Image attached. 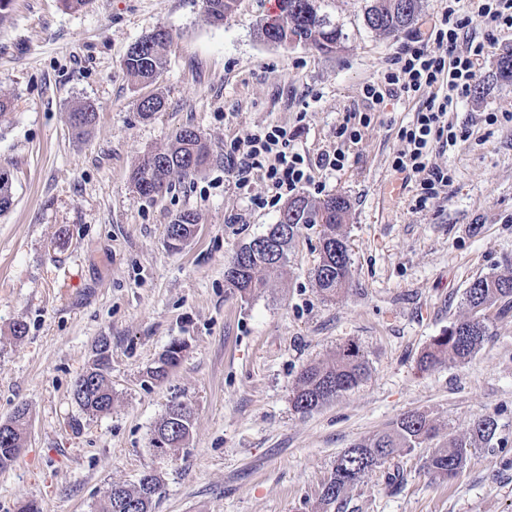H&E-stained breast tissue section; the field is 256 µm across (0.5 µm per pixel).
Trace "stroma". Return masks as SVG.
<instances>
[{"instance_id": "1", "label": "stroma", "mask_w": 512, "mask_h": 512, "mask_svg": "<svg viewBox=\"0 0 512 512\" xmlns=\"http://www.w3.org/2000/svg\"><path fill=\"white\" fill-rule=\"evenodd\" d=\"M271 0H237L223 24L203 0H12L0 19V168L10 170L14 203L0 214V422L29 412L26 443L0 469V512H95L112 485L161 478L155 512H512V312L490 308V339L468 361L420 371L432 340L468 314L465 292L512 260V86L496 79L497 56L512 29L485 43L474 91L448 108L466 141L432 160L450 182L420 207L419 179L392 166L408 125L433 89L376 106L364 85L391 69L404 43L447 9L475 0H421L412 24L386 36L370 30V0H322L343 34L341 50L264 42L258 26ZM170 31L166 66L149 85L124 68L135 41ZM163 97L145 118L140 101ZM93 103L89 133L70 127L72 109ZM372 117L355 142L336 128ZM281 125L309 157L342 149V170L303 185L314 200L346 196L344 226L352 279L325 299L312 274L319 225L301 227L288 275L244 299L224 279L233 253L276 223L280 208L251 207L267 196L259 176L247 187L224 173V152L252 129ZM196 130L211 159L153 198L131 174L175 132ZM193 212L199 229L182 250L166 227ZM26 333L15 337V324ZM111 342L112 410L85 414L72 394L100 337ZM181 364L162 383L147 371L172 341ZM357 343L367 378L321 407L297 412L300 371L332 361ZM192 411L189 437L157 454L152 432L172 401ZM421 412L436 428L369 471L344 508L323 505L337 456ZM499 424L492 444L468 457L452 479L434 477L426 458L476 418Z\"/></svg>"}]
</instances>
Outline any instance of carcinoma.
I'll return each mask as SVG.
<instances>
[{"label":"carcinoma","instance_id":"obj_1","mask_svg":"<svg viewBox=\"0 0 512 512\" xmlns=\"http://www.w3.org/2000/svg\"><path fill=\"white\" fill-rule=\"evenodd\" d=\"M236 3L237 0H205L207 19L213 24L222 23L234 11ZM418 9L419 0H372L365 12V24L373 31L395 34L414 20ZM267 29L276 30L284 43L293 37L325 54L340 50L344 40L342 29L322 12L321 0H279L278 15L260 24L259 30ZM153 43V49L135 53L124 62L126 72L137 83L155 81L164 68L168 40L155 37ZM496 78L506 86L512 85V48H506L498 55ZM72 113L84 115V120L71 124V127L79 135L88 133L97 118L96 108L86 103L76 106ZM208 162L209 152L201 136L191 128H184L175 134L165 149L143 157L132 173V181L138 193L148 197L155 190L162 191L172 186L175 177L181 179L197 173ZM298 202L301 206L291 217L288 236L279 242L280 262L271 264L263 251L252 250L237 271L226 274L227 282L241 297L251 296L266 287L262 273H288V249L305 224L321 227L319 242L324 248L314 269V279L320 292L334 299L349 287L351 263L348 240L343 232L350 210L349 200L343 195L319 201L297 196L289 204ZM12 204L11 173L1 168L0 214L8 211ZM196 223L197 217L191 211L176 215L167 226V238L186 243L192 237L191 226ZM501 301L512 303V266L472 281L466 291V303L469 311L481 314V319L470 315L454 323L445 335L434 338L419 358L420 369L427 370L448 358L463 362L472 357L489 340L487 309ZM182 350L181 343H171L147 375L158 382L166 380L170 372L180 365ZM110 361V342L103 336L95 345L92 366L78 377L73 387L74 400L86 413L98 415L105 409H112V386L107 377ZM366 374L367 362L360 347L349 343L336 352L332 363L311 364L301 371L293 392L294 409L301 413L311 412L358 386ZM11 422L12 428L0 430V469L11 465L16 458V449L24 446L27 409H16ZM190 430V409L186 407L175 414L169 407L154 429L152 447L161 453L178 448L188 438ZM497 431L498 422L494 417H478L469 434L449 438L446 446L432 453L426 461L427 470L442 479L456 476L470 449L489 445ZM434 435L435 428L425 414L410 412L370 441L352 444V455L344 453L336 459V466L323 487V502L328 506L342 503L347 490L360 482L373 467L391 458L398 449L417 448ZM160 487L161 479L157 474L139 478L132 488L114 485L112 494L99 503L97 512H154Z\"/></svg>","mask_w":512,"mask_h":512}]
</instances>
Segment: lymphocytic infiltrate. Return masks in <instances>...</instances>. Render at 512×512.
Returning a JSON list of instances; mask_svg holds the SVG:
<instances>
[{
  "instance_id": "f902f5d3",
  "label": "lymphocytic infiltrate",
  "mask_w": 512,
  "mask_h": 512,
  "mask_svg": "<svg viewBox=\"0 0 512 512\" xmlns=\"http://www.w3.org/2000/svg\"><path fill=\"white\" fill-rule=\"evenodd\" d=\"M477 17L511 29L512 0H480L473 17L443 14L440 20L434 21L428 35L417 36L404 45L396 70L382 73L364 87L365 96L377 105L390 97L417 95L423 88L434 85L444 89L443 96L428 99L412 123L400 129L402 147L393 160L396 171L418 176L419 204L423 207L438 199L448 185L447 170L432 163L431 155L435 149L456 145L458 135L448 121V106L454 98L467 95L484 55V46L480 43L464 55L439 54L435 48L455 44L460 31ZM226 161L227 172L242 188L248 186L252 171L263 172L273 196L269 199L256 196L251 200L255 208L262 209L268 206L270 199H281L301 185L313 182L317 172L343 169L346 154L337 149L322 153L316 159H307L291 150L285 127L271 126L253 130L232 142Z\"/></svg>"
}]
</instances>
